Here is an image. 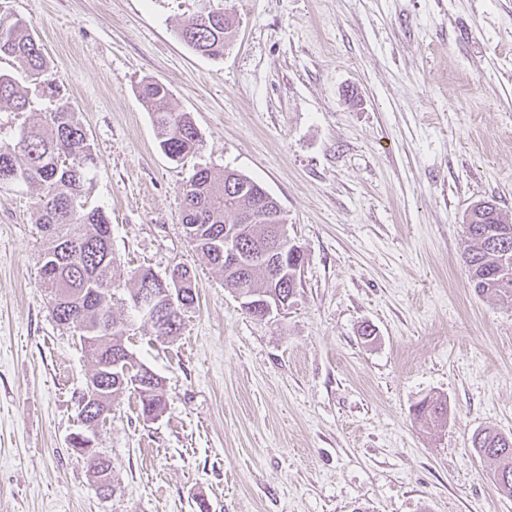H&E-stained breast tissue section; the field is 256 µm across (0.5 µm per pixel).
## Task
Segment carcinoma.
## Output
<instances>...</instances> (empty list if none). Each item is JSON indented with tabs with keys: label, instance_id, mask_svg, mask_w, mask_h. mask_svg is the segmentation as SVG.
Wrapping results in <instances>:
<instances>
[{
	"label": "carcinoma",
	"instance_id": "obj_1",
	"mask_svg": "<svg viewBox=\"0 0 512 512\" xmlns=\"http://www.w3.org/2000/svg\"><path fill=\"white\" fill-rule=\"evenodd\" d=\"M229 20L218 13L204 24L190 18L181 30L182 39L197 53L217 57L224 54V38ZM0 57H11L23 65L38 81L47 73V62L35 40L31 25L19 18L0 17ZM138 96L152 111L153 123L162 151L172 160H181L199 150L198 131L186 112H174L167 106V86L148 80L139 85ZM0 102L23 112L29 99L8 74L0 73ZM97 156L90 139L66 102L38 122L21 128L18 136L0 142V185L37 184L42 190L36 203V224L45 240L41 254L40 277L48 293H60L52 307L56 320L92 342L85 349L95 362H104L116 350L126 349L124 336L130 323L112 313V298L117 288L112 281V228L103 208L89 201L90 174ZM182 224L186 237L211 265L224 275V284L238 291L242 288L264 290L269 270L261 264L246 265L240 271L224 268V225L236 213L257 207L258 183L250 177L226 171L214 174L208 168L197 170L182 193ZM465 246L461 254L478 295H489L512 303V220L501 211L488 219L486 213L473 221L466 218ZM238 241L245 259L251 258L252 245H284L275 224L259 220L240 225ZM173 269L184 277L185 295L170 300L167 320L155 329L159 336H173L182 325L184 312L195 300L194 280L189 268L177 264ZM132 389L139 398L141 414L155 416L164 407L162 382L157 380L146 393L132 379H112L94 414L112 415V402ZM416 418L437 428L447 419V401L424 398L415 410ZM474 452L495 465L498 490L512 497V433L484 429L473 435Z\"/></svg>",
	"mask_w": 512,
	"mask_h": 512
}]
</instances>
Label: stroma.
Masks as SVG:
<instances>
[{
    "instance_id": "obj_1",
    "label": "stroma",
    "mask_w": 512,
    "mask_h": 512,
    "mask_svg": "<svg viewBox=\"0 0 512 512\" xmlns=\"http://www.w3.org/2000/svg\"><path fill=\"white\" fill-rule=\"evenodd\" d=\"M233 21L223 56L184 22ZM29 22L47 77L97 154L90 202L112 224L113 279L195 274L178 335L134 321L128 350L162 380L95 438L99 493L73 454L93 369L40 278L38 187L0 188V512H512L471 439L512 433V304L476 295L463 219L512 217V0H0ZM27 111L0 104V139L54 98L11 59ZM163 82L200 133L171 161L137 94ZM264 186L306 261L288 309L245 313L181 221L197 168ZM375 330L364 341V325ZM448 402L444 427L414 415Z\"/></svg>"
}]
</instances>
